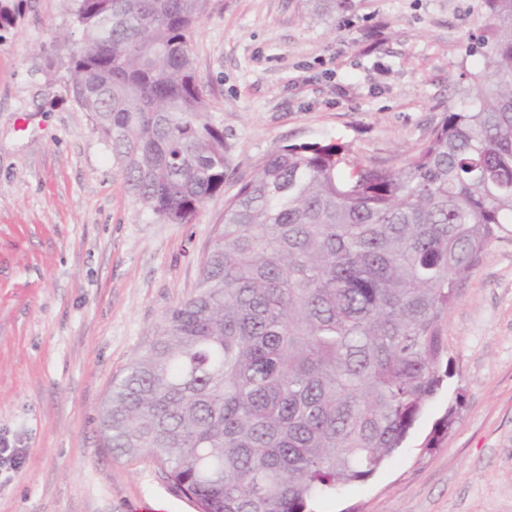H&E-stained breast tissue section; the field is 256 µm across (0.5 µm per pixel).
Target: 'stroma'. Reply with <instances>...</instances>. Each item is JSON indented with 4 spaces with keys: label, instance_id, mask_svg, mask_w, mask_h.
I'll return each instance as SVG.
<instances>
[{
    "label": "stroma",
    "instance_id": "35a3bbf8",
    "mask_svg": "<svg viewBox=\"0 0 512 512\" xmlns=\"http://www.w3.org/2000/svg\"><path fill=\"white\" fill-rule=\"evenodd\" d=\"M483 0H210L191 37L230 151L224 192L159 224L69 91L70 0H22L0 40V512H199L149 455L114 457L100 409L113 378L188 297L224 203L272 150L338 142L400 168L462 102ZM448 376L404 448L315 512H512V224L459 283ZM456 422L422 446L448 406Z\"/></svg>",
    "mask_w": 512,
    "mask_h": 512
}]
</instances>
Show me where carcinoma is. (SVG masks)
<instances>
[{
  "instance_id": "cac0c4a2",
  "label": "carcinoma",
  "mask_w": 512,
  "mask_h": 512,
  "mask_svg": "<svg viewBox=\"0 0 512 512\" xmlns=\"http://www.w3.org/2000/svg\"><path fill=\"white\" fill-rule=\"evenodd\" d=\"M71 2L74 102L141 209L192 223L230 152L191 52L210 0ZM483 6L466 103L403 167L284 146L225 201L195 292L113 379L101 432L116 456L152 455L200 512H310L402 448L447 376L458 280L512 224V0ZM15 21L0 0V32Z\"/></svg>"
}]
</instances>
